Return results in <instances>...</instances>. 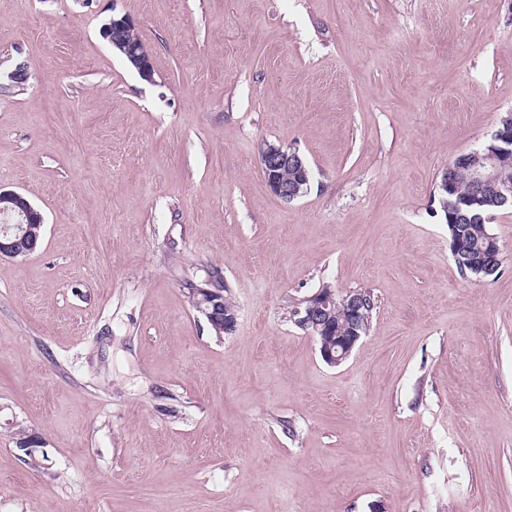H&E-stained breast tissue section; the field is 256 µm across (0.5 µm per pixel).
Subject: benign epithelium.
<instances>
[{
    "mask_svg": "<svg viewBox=\"0 0 512 512\" xmlns=\"http://www.w3.org/2000/svg\"><path fill=\"white\" fill-rule=\"evenodd\" d=\"M136 24L127 14L110 17L101 27L102 37L124 55V61L147 82H154L155 71L148 47L139 41H128L121 33H130ZM495 145L478 164L471 162V152L461 153L456 168L466 171L475 194L469 206H479L488 199L501 208H512V183L505 173L512 169V117H506L493 134ZM264 179L272 193L281 201L290 203L301 196L309 183V169L305 158L294 148L284 149L267 144L259 156ZM0 212L7 217V225L0 229V258L28 257L37 247L38 229L44 218L27 198L15 191L0 190ZM207 286L189 289L191 306L200 312L219 332L232 333L237 314L225 307L224 293L206 280ZM341 309L345 325L336 332V309ZM368 315V303L362 290H349L338 296L331 288H320L296 303L289 320L305 333L317 338L323 361L332 367L343 363L363 337L362 322Z\"/></svg>",
    "mask_w": 512,
    "mask_h": 512,
    "instance_id": "7a95c632",
    "label": "benign epithelium"
}]
</instances>
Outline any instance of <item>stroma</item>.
Listing matches in <instances>:
<instances>
[{"label": "stroma", "instance_id": "stroma-1", "mask_svg": "<svg viewBox=\"0 0 512 512\" xmlns=\"http://www.w3.org/2000/svg\"><path fill=\"white\" fill-rule=\"evenodd\" d=\"M509 112L512 0H0V187L45 218L0 260V512H512V209L479 280L436 199ZM325 285L376 299L336 367L288 319ZM136 29V24L130 15H112L101 27L100 32L102 37L109 43L111 48L118 49L122 55L123 60L132 67L138 75L147 82H154L155 71L152 65L151 53L148 47L139 42L140 37L137 33L132 32ZM121 33L128 34L130 39L137 41H128L124 38L118 37ZM264 179L272 193L281 201L290 203L301 196L304 185L308 189L309 169L305 158L294 148L266 144L259 156ZM209 287L212 286V280H205ZM195 287L189 288L188 299L191 306L200 312L207 321L214 327L220 335L221 332L231 334L237 324V314L232 304L226 299L229 307L225 308L224 293L218 287Z\"/></svg>", "mask_w": 512, "mask_h": 512}]
</instances>
